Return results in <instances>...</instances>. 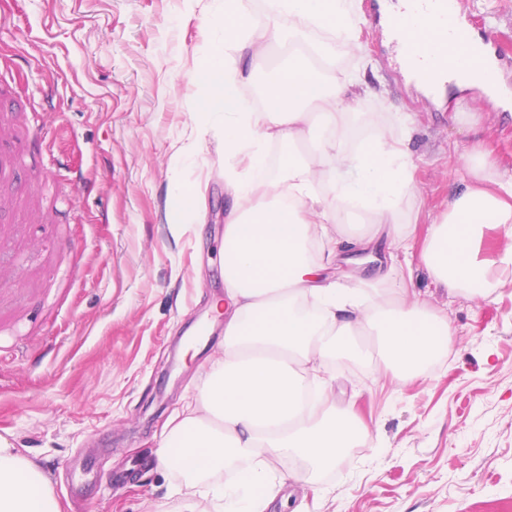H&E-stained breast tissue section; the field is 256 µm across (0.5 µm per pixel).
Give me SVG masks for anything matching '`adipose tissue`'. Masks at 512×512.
Returning a JSON list of instances; mask_svg holds the SVG:
<instances>
[{
    "instance_id": "1",
    "label": "adipose tissue",
    "mask_w": 512,
    "mask_h": 512,
    "mask_svg": "<svg viewBox=\"0 0 512 512\" xmlns=\"http://www.w3.org/2000/svg\"><path fill=\"white\" fill-rule=\"evenodd\" d=\"M252 0H224L220 36L195 79L199 115L224 123V351L209 376L167 422L159 461L196 482L185 512H266L271 463L299 460L333 469L364 432L350 407L326 398L334 361L381 358L400 380L424 375L452 341L439 310L420 302L405 277L368 270L375 250L409 238L401 205L415 195L405 137L352 140L348 101L356 77L336 75V56L318 31L349 33L350 0H262L287 46L265 82L261 106L240 87L254 72L240 54ZM283 152L267 159L269 143ZM470 179L433 221L423 260L448 294L488 298L512 275V244L481 258L484 227L512 235V179L482 143L469 154ZM0 512H61L39 467L0 437Z\"/></svg>"
}]
</instances>
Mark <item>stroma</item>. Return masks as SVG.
<instances>
[{"mask_svg":"<svg viewBox=\"0 0 512 512\" xmlns=\"http://www.w3.org/2000/svg\"><path fill=\"white\" fill-rule=\"evenodd\" d=\"M340 72L370 92L356 137L398 135L415 197L404 203L412 284L456 333L418 379L346 359L329 392L368 428L313 483L276 466L269 512H512V284L471 301L436 289L420 259L430 223L468 177L481 141L512 176V66L500 90L431 98L408 81L386 0H354ZM219 0H0V85L11 92L16 181L51 183L44 218L0 210V436L48 478L62 512H179L193 489L158 465L163 426L224 347V124L200 123L194 81ZM53 128L49 141L39 127ZM195 144L189 157L179 149ZM81 170L87 187L70 174ZM199 221L171 217L184 190ZM93 476L82 499L72 481Z\"/></svg>","mask_w":512,"mask_h":512,"instance_id":"1","label":"stroma"}]
</instances>
